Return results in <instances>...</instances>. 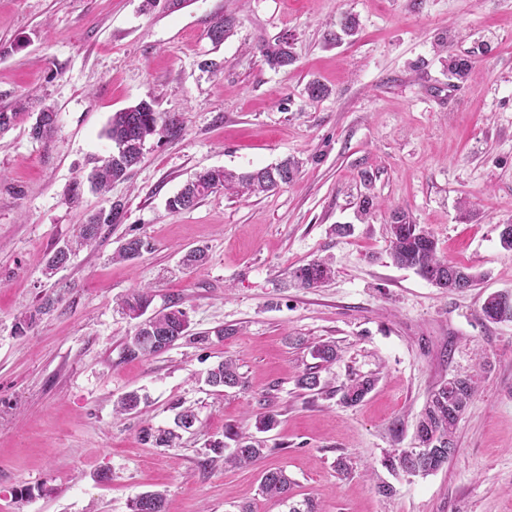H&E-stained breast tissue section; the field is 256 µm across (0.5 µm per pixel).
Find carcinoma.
Here are the masks:
<instances>
[{
    "label": "carcinoma",
    "mask_w": 512,
    "mask_h": 512,
    "mask_svg": "<svg viewBox=\"0 0 512 512\" xmlns=\"http://www.w3.org/2000/svg\"><path fill=\"white\" fill-rule=\"evenodd\" d=\"M288 44L277 42L265 44L260 53L265 62L273 69L291 65L294 61L292 52L286 50ZM28 115L26 108L17 106L10 111H0V132L14 126ZM57 112L50 106L43 107L36 113L35 120L43 121L38 132V139L47 138L52 132ZM180 126L173 120L162 118L156 112L152 102L142 100L134 106L112 114L106 134L115 144L114 151L90 176L94 187L102 192L108 190L112 183L126 178L132 164L127 157L140 155L147 139L156 135L175 136ZM297 171L296 162L285 159L275 165L236 174L223 168L208 169L198 173L187 182L179 193L169 199L168 206L177 212L194 207L200 199L217 190L224 189L236 195H257L278 188L276 179L283 172L288 179H293ZM122 219V208L115 205L110 210V217L104 219L100 213L87 216L80 225L78 235L72 243L54 251L47 263L52 271L60 267L62 261L70 258L74 249L90 243L99 236L105 226L117 224ZM394 223L389 225L390 256L393 263L402 268L414 270L417 274L438 288L467 289L475 286L477 276L470 268L441 259L437 255V243L429 232L423 231L418 224L408 220L405 213L393 214ZM148 244L138 237L130 238L116 255L122 261L133 260L141 255ZM332 269L325 259L312 260L296 268L293 279L302 288H315L330 279ZM152 303L150 289L141 288L123 300L121 309L126 316L135 321L132 333L127 336L124 356L139 359L159 354L171 348L173 342L189 335V320L180 309H162L146 315ZM483 316L492 322L512 320V299L498 293L486 297L482 305ZM312 356L323 363L336 361V347L324 342L312 347ZM206 382L213 388H237L244 386L238 364L232 359H225L209 370ZM372 378L353 379L343 386L342 401L352 406L361 402L373 389ZM476 393L473 377H453L442 383L432 394L417 420L415 445L431 449V457H411L406 449L387 459L386 466L392 470L406 471L411 466L417 467L419 474L435 472L453 458L456 453L457 425L463 414L471 405ZM141 396L136 392L123 395L114 405L118 414L140 412ZM197 420L194 409H182L175 417V428L152 431L143 429V437L158 446L172 447L179 439L177 430L192 427ZM225 437L235 442V448L225 457V461L237 468L255 466L264 456L262 442L254 437L244 436L233 428L225 429ZM293 481L282 469L267 470L260 483L261 494L288 506V512H319L317 504L310 498L300 502L291 495ZM131 512H166V499L162 492L153 491L136 497L131 504Z\"/></svg>",
    "instance_id": "cac0c4a2"
}]
</instances>
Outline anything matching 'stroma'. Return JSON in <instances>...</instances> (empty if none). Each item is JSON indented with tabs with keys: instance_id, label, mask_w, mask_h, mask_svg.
Here are the masks:
<instances>
[{
	"instance_id": "35a3bbf8",
	"label": "stroma",
	"mask_w": 512,
	"mask_h": 512,
	"mask_svg": "<svg viewBox=\"0 0 512 512\" xmlns=\"http://www.w3.org/2000/svg\"><path fill=\"white\" fill-rule=\"evenodd\" d=\"M227 14L235 33L213 45L208 30ZM345 15L356 31L334 40ZM281 39L294 62L275 70L259 49ZM452 57L468 59L464 79ZM313 80L326 97H309ZM29 96L57 121L47 143L24 123L0 133V512H130L157 490L168 512H286L259 492L275 468L321 512H512V321L481 312L488 294L512 295L499 239L512 224V0H0V110ZM143 99L181 132L148 140L126 180L92 190L112 114ZM286 157L298 170L276 191L167 207L196 172ZM115 204L121 222L46 274L88 213ZM398 210L480 283L448 292L396 266ZM133 236L151 251L116 260ZM196 247L207 264L183 266ZM317 258L333 277L299 287L292 271ZM144 286L152 309L186 313L190 334L130 360L133 322L116 302ZM220 327L232 335L215 338ZM321 342L336 362L318 365ZM227 357L245 388L205 384ZM313 366L321 390L299 388ZM472 373L453 460L425 476L386 468L391 450L412 447L431 392ZM364 376L372 391L344 405L343 385ZM133 390L142 413L114 415ZM181 406L197 421L177 447L142 441ZM264 412L278 420L265 457L225 465L212 441L229 426L255 434Z\"/></svg>"
}]
</instances>
